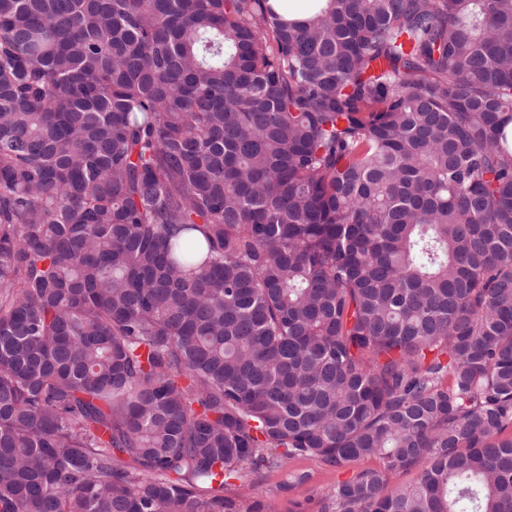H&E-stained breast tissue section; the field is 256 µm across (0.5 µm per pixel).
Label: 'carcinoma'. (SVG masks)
Returning <instances> with one entry per match:
<instances>
[{"label": "carcinoma", "mask_w": 512, "mask_h": 512, "mask_svg": "<svg viewBox=\"0 0 512 512\" xmlns=\"http://www.w3.org/2000/svg\"><path fill=\"white\" fill-rule=\"evenodd\" d=\"M297 6L0 0V512H512V0ZM382 461L366 458L354 462L343 470L327 467L318 459L299 457L288 460L279 469L262 471L257 483L248 490L251 496L260 498L268 512H320L326 494L353 471L377 469ZM307 474L304 482L298 476Z\"/></svg>", "instance_id": "obj_1"}]
</instances>
